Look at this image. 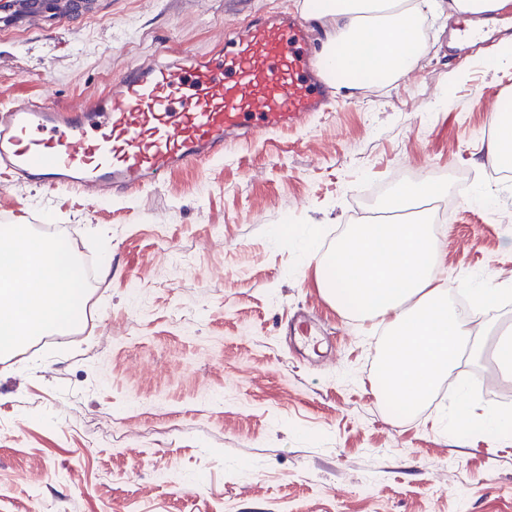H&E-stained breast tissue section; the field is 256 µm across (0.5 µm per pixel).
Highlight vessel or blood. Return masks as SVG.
<instances>
[{
  "label": "vessel or blood",
  "instance_id": "1",
  "mask_svg": "<svg viewBox=\"0 0 512 512\" xmlns=\"http://www.w3.org/2000/svg\"><path fill=\"white\" fill-rule=\"evenodd\" d=\"M332 101L304 23L259 15L214 52L160 50L104 96L68 108L30 98L1 105L0 168L105 200L223 159L229 139L307 125Z\"/></svg>",
  "mask_w": 512,
  "mask_h": 512
}]
</instances>
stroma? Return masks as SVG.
I'll return each instance as SVG.
<instances>
[{"label": "stroma", "mask_w": 512, "mask_h": 512, "mask_svg": "<svg viewBox=\"0 0 512 512\" xmlns=\"http://www.w3.org/2000/svg\"><path fill=\"white\" fill-rule=\"evenodd\" d=\"M299 0H79L55 19L0 15V104L95 95L158 50L204 52L254 12ZM455 19L428 22L413 73L340 92L338 111L237 144L163 186L98 202L0 181L1 224H46L112 272L84 338L0 362V512H512V437L447 438L440 384L401 416L377 395L381 343L324 299L305 244L331 250L351 204L384 209L432 178L463 201L439 232L442 281L512 285V232L477 201L494 115L512 110V66ZM475 176L460 189L458 173ZM307 316L327 340L290 344ZM475 414L512 410V378L464 355Z\"/></svg>", "instance_id": "stroma-1"}]
</instances>
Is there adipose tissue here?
<instances>
[{"label":"adipose tissue","mask_w":512,"mask_h":512,"mask_svg":"<svg viewBox=\"0 0 512 512\" xmlns=\"http://www.w3.org/2000/svg\"><path fill=\"white\" fill-rule=\"evenodd\" d=\"M501 0H302L304 16L324 31L326 77L337 88L361 90L407 77L427 51L420 21L425 14L488 16ZM446 189L431 181L397 189L385 204L391 222L348 225L331 253L307 256L316 262L317 283L325 300L344 315L384 326L375 385L404 414L416 412L449 376L461 356L477 351L472 326L497 308L504 293L492 281L468 287L470 318H462L439 283L443 264L438 239L425 220L406 213ZM0 352L29 338L67 327L81 305L82 271L63 246L27 235L24 226L1 224ZM481 424L490 437L512 431V413L489 411L475 418L467 397L449 413V428L459 437Z\"/></svg>","instance_id":"1"}]
</instances>
